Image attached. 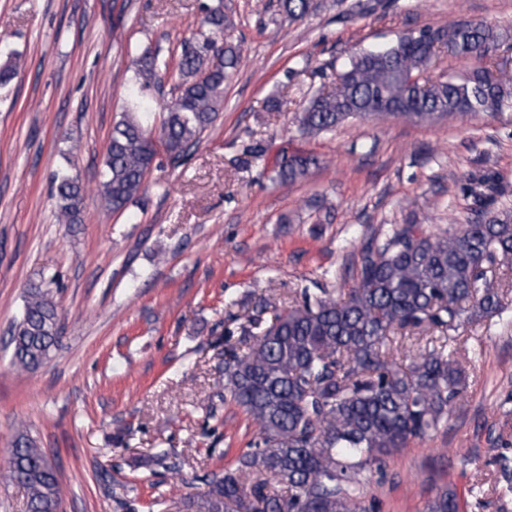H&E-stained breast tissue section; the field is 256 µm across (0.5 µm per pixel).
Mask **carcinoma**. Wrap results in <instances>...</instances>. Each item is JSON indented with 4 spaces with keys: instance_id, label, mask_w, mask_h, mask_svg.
Listing matches in <instances>:
<instances>
[{
    "instance_id": "cac0c4a2",
    "label": "carcinoma",
    "mask_w": 512,
    "mask_h": 512,
    "mask_svg": "<svg viewBox=\"0 0 512 512\" xmlns=\"http://www.w3.org/2000/svg\"><path fill=\"white\" fill-rule=\"evenodd\" d=\"M317 7L314 0H279L293 20ZM232 27L224 0H217L206 8L201 30L183 41L177 95L164 106L159 129L173 165L193 155L218 117L224 81L238 64L235 47L222 39ZM499 42L489 25L463 21L356 52L332 86L315 92L298 113V130L316 137L350 119L432 123L512 108V83L492 71ZM442 48L476 66L458 79L409 83L408 76L424 73ZM164 67L160 47L144 49L129 108L113 126L100 183L112 211L128 208L155 165L152 128L143 114L151 111L147 97ZM318 165L313 156L283 155L268 178L303 180ZM55 182L59 222L79 223L81 183L65 171ZM461 191L472 201L467 223L437 233L401 224L383 242L367 243L359 253L358 282L344 297L304 288L300 300L265 326L263 315L273 303L255 302L238 344L218 363V402L209 405L208 416L230 400L257 426L256 439L234 468L205 475L207 489L197 500H182L185 512H377L366 485L384 480L387 459L412 439L446 425L450 403L467 391L468 378L449 344L466 326L508 311L507 295L491 276L500 268L512 271V214L496 209L498 178L489 170L471 172ZM259 326L260 332L251 331ZM61 334L49 282H30L10 330L14 366L34 372L46 365ZM0 479L24 490L25 512H60L56 468L28 432L16 434ZM425 512H460L456 491L439 490Z\"/></svg>"
}]
</instances>
